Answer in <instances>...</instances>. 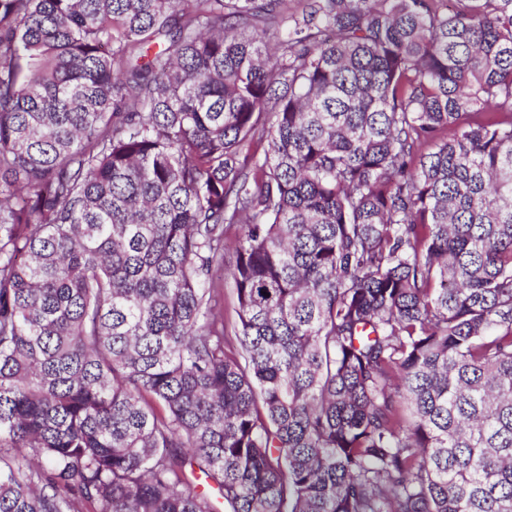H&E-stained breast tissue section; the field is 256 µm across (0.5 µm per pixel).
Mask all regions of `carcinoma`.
Segmentation results:
<instances>
[{
  "label": "carcinoma",
  "instance_id": "1",
  "mask_svg": "<svg viewBox=\"0 0 512 512\" xmlns=\"http://www.w3.org/2000/svg\"><path fill=\"white\" fill-rule=\"evenodd\" d=\"M292 2L0 0V512H512V0Z\"/></svg>",
  "mask_w": 512,
  "mask_h": 512
}]
</instances>
